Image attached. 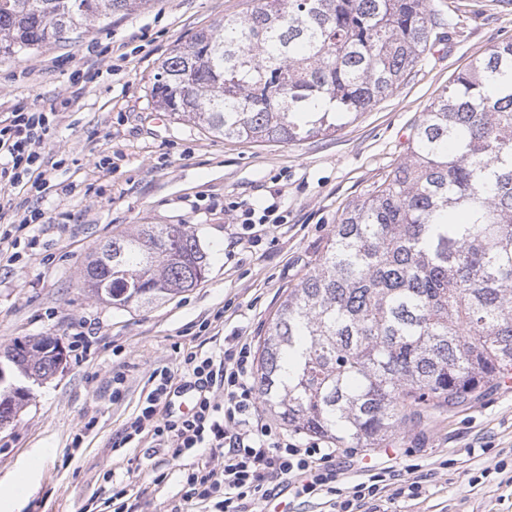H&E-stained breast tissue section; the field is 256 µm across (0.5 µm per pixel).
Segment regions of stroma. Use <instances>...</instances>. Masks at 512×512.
Returning <instances> with one entry per match:
<instances>
[{"instance_id": "obj_1", "label": "stroma", "mask_w": 512, "mask_h": 512, "mask_svg": "<svg viewBox=\"0 0 512 512\" xmlns=\"http://www.w3.org/2000/svg\"><path fill=\"white\" fill-rule=\"evenodd\" d=\"M447 25L394 93L330 136L247 143L212 136L155 108L149 81L178 41L241 15L246 0H150L94 22L78 40L26 57L0 55V115L53 112L42 146L56 160L42 200L16 188L4 221L39 204L48 221L25 259L0 263V345L34 336L62 343L44 382L15 377L29 400L0 430V482L35 454L43 462L18 512H215L186 497L171 449L117 446L153 370L175 374L179 417L184 352H219L230 336L262 341L288 287L330 236L342 208L405 154L408 138L453 75L512 39V0H428ZM277 204L261 242L237 243L245 208ZM140 224H184L209 257L204 282L150 307L118 309L85 292V256ZM125 377L113 401L112 378ZM335 492L283 491L268 512H330L369 469L394 467L382 512H512V378L433 421L335 458ZM504 472H496V465ZM422 481L420 498L399 495Z\"/></svg>"}]
</instances>
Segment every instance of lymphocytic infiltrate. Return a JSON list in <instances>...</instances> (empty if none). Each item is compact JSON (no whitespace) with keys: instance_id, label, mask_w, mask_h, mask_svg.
I'll return each instance as SVG.
<instances>
[{"instance_id":"obj_1","label":"lymphocytic infiltrate","mask_w":512,"mask_h":512,"mask_svg":"<svg viewBox=\"0 0 512 512\" xmlns=\"http://www.w3.org/2000/svg\"><path fill=\"white\" fill-rule=\"evenodd\" d=\"M49 133V120L42 112H15L0 121V185L14 186L29 178L38 192L47 190L48 181L40 170L45 165L42 144ZM42 218V211L33 206L13 229L0 232V261L21 260L22 247L33 244L25 231ZM183 369L204 391L191 412L177 420L160 418V406L171 393L172 375L168 369H155L140 412L123 430L120 442L147 440L153 447L171 449L176 459L195 457L203 450L219 454V464H204L189 473L192 498L205 502L219 496L224 512H248L249 505L266 498V483L276 479L295 478L303 494L334 482L335 449L315 441L297 443L281 427L260 418L250 341L233 337L219 356L187 352ZM219 391L224 394L220 401L215 398Z\"/></svg>"}]
</instances>
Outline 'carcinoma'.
Masks as SVG:
<instances>
[{
  "label": "carcinoma",
  "mask_w": 512,
  "mask_h": 512,
  "mask_svg": "<svg viewBox=\"0 0 512 512\" xmlns=\"http://www.w3.org/2000/svg\"><path fill=\"white\" fill-rule=\"evenodd\" d=\"M150 0H0V55L67 42ZM427 0H252L176 43L156 107L226 139L332 134L391 95L438 40ZM208 255L183 224H140L89 254L88 292L150 305L196 287ZM46 380L55 356L4 352ZM512 373V39L429 105L404 159L348 203L257 351L267 410L289 429L373 448Z\"/></svg>",
  "instance_id": "cac0c4a2"
}]
</instances>
